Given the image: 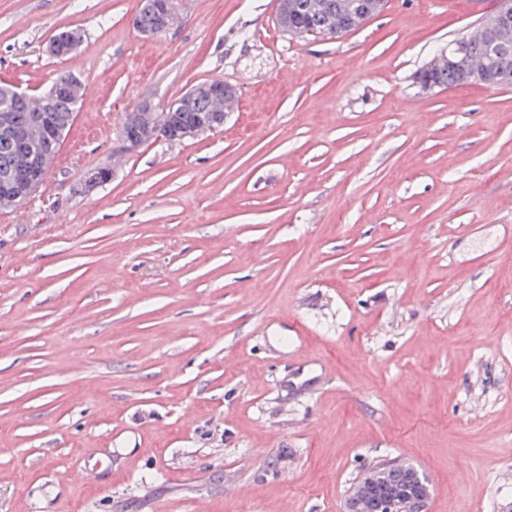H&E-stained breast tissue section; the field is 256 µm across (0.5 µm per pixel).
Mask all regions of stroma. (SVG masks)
<instances>
[{
	"label": "stroma",
	"mask_w": 512,
	"mask_h": 512,
	"mask_svg": "<svg viewBox=\"0 0 512 512\" xmlns=\"http://www.w3.org/2000/svg\"><path fill=\"white\" fill-rule=\"evenodd\" d=\"M493 5L327 40L278 0H180L154 38L140 0H0V82L85 85L0 210V512H344L389 461L428 512H512V253L475 260L512 224V86L414 80ZM217 78L222 128L126 150L125 112ZM42 181L37 166L35 164H28L25 173L20 175L17 181L3 186L2 190L0 189V197H9L12 201L21 199V201L25 202L31 197Z\"/></svg>",
	"instance_id": "stroma-1"
}]
</instances>
